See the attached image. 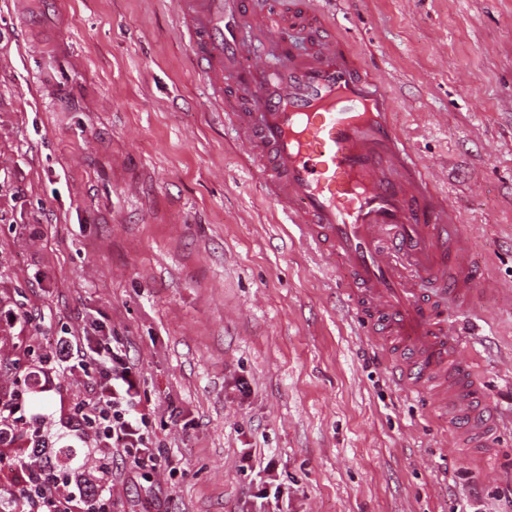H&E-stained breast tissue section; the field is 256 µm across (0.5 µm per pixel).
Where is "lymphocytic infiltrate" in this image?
Instances as JSON below:
<instances>
[{
	"label": "lymphocytic infiltrate",
	"mask_w": 512,
	"mask_h": 512,
	"mask_svg": "<svg viewBox=\"0 0 512 512\" xmlns=\"http://www.w3.org/2000/svg\"><path fill=\"white\" fill-rule=\"evenodd\" d=\"M63 378L82 383L85 395L54 432L45 426V414L24 420L18 398L0 395V459L9 461L18 478L11 491L0 494V512H107L116 458L129 463L134 478L146 481L175 471L150 429V412L141 405L139 380L122 342L86 329L60 336L39 365L18 374L22 396L32 401L55 391ZM59 432L85 448L89 480L53 477L51 448Z\"/></svg>",
	"instance_id": "1"
}]
</instances>
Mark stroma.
Here are the masks:
<instances>
[{
	"mask_svg": "<svg viewBox=\"0 0 512 512\" xmlns=\"http://www.w3.org/2000/svg\"><path fill=\"white\" fill-rule=\"evenodd\" d=\"M325 7L463 212L479 278L454 316L499 445L452 447L393 386L338 277L274 222L170 0H0V305L34 317L0 328V394L46 337L122 340L177 470L137 484L114 461L112 512H512V0Z\"/></svg>",
	"mask_w": 512,
	"mask_h": 512,
	"instance_id": "obj_1",
	"label": "stroma"
}]
</instances>
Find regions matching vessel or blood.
<instances>
[{"label": "vessel or blood", "mask_w": 512, "mask_h": 512, "mask_svg": "<svg viewBox=\"0 0 512 512\" xmlns=\"http://www.w3.org/2000/svg\"><path fill=\"white\" fill-rule=\"evenodd\" d=\"M178 31L214 111L258 171L264 196L327 267L350 308L385 347L393 382L455 420V445L492 447L501 429L485 403L462 307L476 276L458 208L396 120L384 75L320 8L279 15L273 0H174ZM273 43L261 63L245 29ZM299 28L311 47L285 38Z\"/></svg>", "instance_id": "obj_1"}]
</instances>
